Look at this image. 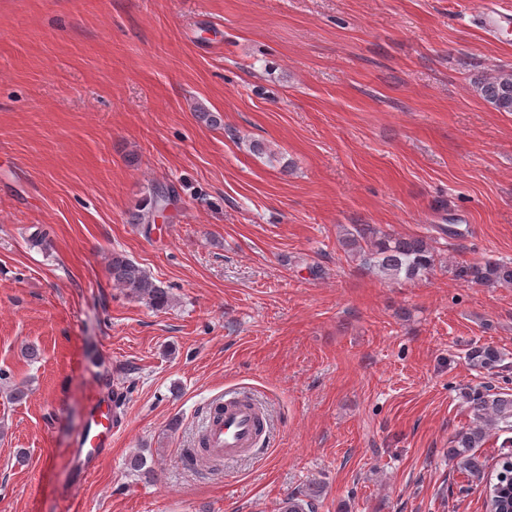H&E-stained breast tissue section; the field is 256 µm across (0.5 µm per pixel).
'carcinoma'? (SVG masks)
Here are the masks:
<instances>
[{"mask_svg":"<svg viewBox=\"0 0 512 512\" xmlns=\"http://www.w3.org/2000/svg\"><path fill=\"white\" fill-rule=\"evenodd\" d=\"M476 92L498 112H512V70L500 71L494 76L477 82ZM175 192L173 187L155 189L150 207L135 218L138 224L154 222L158 211L167 204L164 192ZM344 245L349 247L367 271L379 276L407 280L418 279L434 266V252L427 240L416 237H399L381 234L370 224H355L347 231ZM112 280L128 294L162 309L168 305L167 291L139 265L120 254L112 255L110 265ZM458 276L467 282L485 285H512V261H486L462 268ZM473 365L492 369L498 362L497 351L490 346L475 347L468 354ZM473 415L472 423L456 431L451 438L449 455L459 469L471 474H481L484 463L474 453L482 447L489 428L505 425L512 430V394L495 391L490 386L475 389L466 395ZM504 482L492 481L488 487L487 512L509 507V497L502 494ZM317 491L306 489L292 493L284 501L282 512H315Z\"/></svg>","mask_w":512,"mask_h":512,"instance_id":"obj_1","label":"carcinoma"}]
</instances>
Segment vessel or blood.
I'll return each mask as SVG.
<instances>
[{
    "label": "vessel or blood",
    "mask_w": 512,
    "mask_h": 512,
    "mask_svg": "<svg viewBox=\"0 0 512 512\" xmlns=\"http://www.w3.org/2000/svg\"><path fill=\"white\" fill-rule=\"evenodd\" d=\"M480 20L493 34L512 31V11L496 8L487 0ZM263 416L252 403L231 396L215 401L209 408L205 433L210 455L222 462H232L240 456L255 452L261 438L259 424ZM121 426L111 403L100 395H92L87 404L85 422L76 434L71 453V464L77 477L72 492H79L97 470L100 460L112 450V441Z\"/></svg>",
    "instance_id": "b4317fda"
}]
</instances>
